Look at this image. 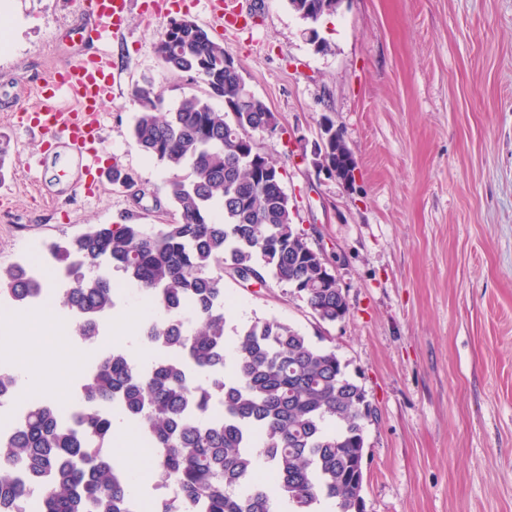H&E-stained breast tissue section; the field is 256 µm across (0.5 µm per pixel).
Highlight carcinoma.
Masks as SVG:
<instances>
[{
    "instance_id": "obj_1",
    "label": "carcinoma",
    "mask_w": 512,
    "mask_h": 512,
    "mask_svg": "<svg viewBox=\"0 0 512 512\" xmlns=\"http://www.w3.org/2000/svg\"><path fill=\"white\" fill-rule=\"evenodd\" d=\"M324 52L318 25L340 0H288ZM157 45L163 69L187 74L221 98L214 109L194 93L163 110L151 80L135 89V145L170 172L173 219L155 231L130 217L99 224L50 250L72 287L58 293L92 343L115 306L112 272L148 295L159 317L142 327L158 353L149 367L107 349L81 384L78 412L66 421L51 402L32 403L23 422L0 437V512H28L27 491L42 489L38 512H131L130 471L108 453L116 421H130L153 451L158 486L173 497L153 512H273L269 489L288 512H364L365 420L373 413L362 385L336 352L277 319L232 327L228 350L224 278L270 277L292 289L318 324L347 310L326 280L325 251L294 223L276 163L253 132H275L278 117L248 90L238 65L194 20L170 19ZM331 137L317 155L345 171L353 153L328 116ZM40 289L25 267L0 268V299L18 309Z\"/></svg>"
}]
</instances>
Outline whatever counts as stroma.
<instances>
[{
	"label": "stroma",
	"mask_w": 512,
	"mask_h": 512,
	"mask_svg": "<svg viewBox=\"0 0 512 512\" xmlns=\"http://www.w3.org/2000/svg\"><path fill=\"white\" fill-rule=\"evenodd\" d=\"M252 34L214 28L211 0H166L158 16L133 0L112 58L122 89L103 108L102 186H78L74 152L32 132L20 109L76 49L79 0H0L10 17L0 52V267L97 224L138 217L168 222L169 173L134 145V88L162 87L166 107L204 85L163 70L157 41L187 16L222 40L247 88L279 117L255 132L283 173L295 222L335 262L347 316L317 325L291 288L225 280L231 323L274 318L323 336L375 409L365 422L364 512H512V0H343L316 51L288 0H252ZM334 120L357 162L353 186L319 173L312 153L323 118ZM135 184L113 183L112 170ZM115 319L100 338L139 362L136 291L113 274ZM25 343L28 400L59 401L57 354L9 324ZM0 349V366L11 357Z\"/></svg>",
	"instance_id": "obj_1"
}]
</instances>
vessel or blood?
<instances>
[{
	"label": "vessel or blood",
	"instance_id": "b4317fda",
	"mask_svg": "<svg viewBox=\"0 0 512 512\" xmlns=\"http://www.w3.org/2000/svg\"><path fill=\"white\" fill-rule=\"evenodd\" d=\"M91 19L81 31L88 51H78L49 79V87L35 104L26 106L30 125L49 139L61 141L76 151L86 173H93L97 156L94 143L101 140L102 109L119 91L120 76L112 64L107 40L124 27L131 0H89ZM214 21L229 33L249 31L250 10L238 0L214 6Z\"/></svg>",
	"mask_w": 512,
	"mask_h": 512
}]
</instances>
